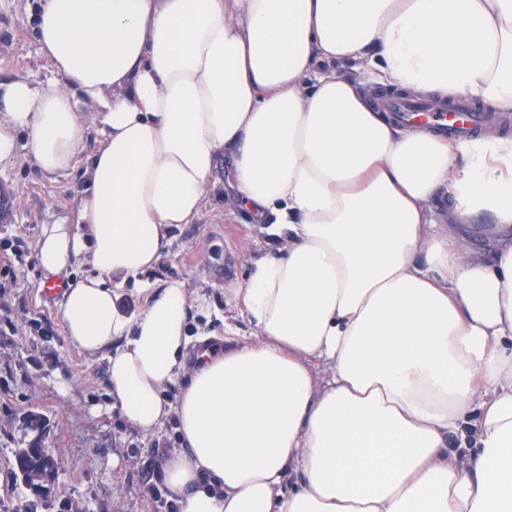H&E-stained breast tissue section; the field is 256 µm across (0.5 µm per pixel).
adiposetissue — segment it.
<instances>
[{
    "mask_svg": "<svg viewBox=\"0 0 512 512\" xmlns=\"http://www.w3.org/2000/svg\"><path fill=\"white\" fill-rule=\"evenodd\" d=\"M36 30L58 79L0 80V163L22 131L42 174L68 171L94 110L75 222L44 225L36 260L88 263L57 317L129 425L176 420L178 512H512V140L401 128L340 72L512 109V0H43ZM222 156L276 247L237 322L192 336L186 282L142 275ZM443 195L491 249L463 258L430 218Z\"/></svg>",
    "mask_w": 512,
    "mask_h": 512,
    "instance_id": "ef3b65f1",
    "label": "adipose tissue"
}]
</instances>
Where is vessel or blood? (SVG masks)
<instances>
[{
    "mask_svg": "<svg viewBox=\"0 0 512 512\" xmlns=\"http://www.w3.org/2000/svg\"><path fill=\"white\" fill-rule=\"evenodd\" d=\"M373 102L396 122L430 126L460 143L475 139L494 124L504 130L512 128V114L478 105L467 97H457L440 106L426 97L377 90L373 93Z\"/></svg>",
    "mask_w": 512,
    "mask_h": 512,
    "instance_id": "obj_1",
    "label": "vessel or blood"
}]
</instances>
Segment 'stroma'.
Here are the masks:
<instances>
[{
  "label": "stroma",
  "mask_w": 512,
  "mask_h": 512,
  "mask_svg": "<svg viewBox=\"0 0 512 512\" xmlns=\"http://www.w3.org/2000/svg\"><path fill=\"white\" fill-rule=\"evenodd\" d=\"M41 0H0V80L47 84L56 76L41 56L35 17ZM15 159L0 164V191L11 207L0 220V252L22 260L0 285V512H172L165 495H153L176 433L166 422L145 437L110 407L107 362L81 354L66 340L55 301L38 291L43 278L34 244L46 224L74 219L82 170L44 176L31 162L27 136L18 133ZM229 161L218 160L209 203L197 223L174 227L166 257L146 271L148 281L181 279L201 289L205 309L191 329L219 330L232 316L231 290L246 277L248 261L269 245L245 211H230ZM42 431H34L30 417ZM39 440L60 469L37 494L16 481L11 463L18 449Z\"/></svg>",
  "instance_id": "stroma-1"
}]
</instances>
